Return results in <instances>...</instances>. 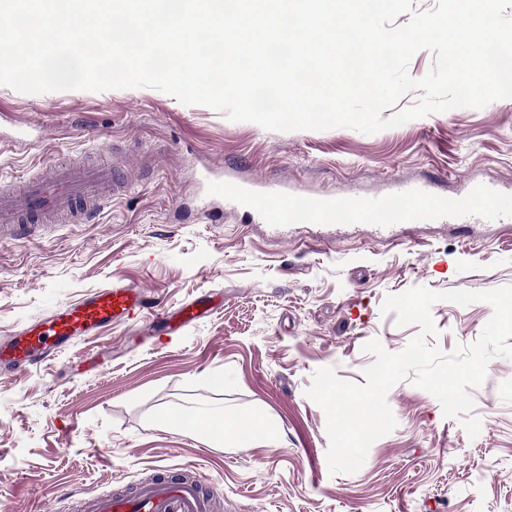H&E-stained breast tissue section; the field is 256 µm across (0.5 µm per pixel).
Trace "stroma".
I'll use <instances>...</instances> for the list:
<instances>
[{
	"mask_svg": "<svg viewBox=\"0 0 512 512\" xmlns=\"http://www.w3.org/2000/svg\"><path fill=\"white\" fill-rule=\"evenodd\" d=\"M30 126L39 147L22 144ZM118 153L131 189L88 224L0 240V336L109 282L174 309L214 312L173 337L132 322L72 340L55 360L0 374V501L10 512H74L90 494H128L193 470L219 512H512V359L490 361L475 407L445 417L403 380L387 395L395 429L356 473H331L323 409L306 390L333 368L365 384L379 340L403 350L417 334L382 314L416 286L480 292L512 284V223L403 224L393 237L367 224L297 225L274 232L225 200L201 171L228 183L282 180L310 197L365 196L400 181L437 192L512 181V102L431 113L374 134L349 128L269 131L185 105L152 88L40 95L0 86V181L44 164ZM446 352L481 335L491 306L431 308ZM262 415L276 438L227 447L203 433L159 427L167 414Z\"/></svg>",
	"mask_w": 512,
	"mask_h": 512,
	"instance_id": "1",
	"label": "stroma"
}]
</instances>
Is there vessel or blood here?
I'll return each instance as SVG.
<instances>
[{"label":"vessel or blood","mask_w":512,"mask_h":512,"mask_svg":"<svg viewBox=\"0 0 512 512\" xmlns=\"http://www.w3.org/2000/svg\"><path fill=\"white\" fill-rule=\"evenodd\" d=\"M203 181L211 194L232 199L262 223L274 226L371 224L376 234L386 236L398 224L512 222V185L475 183L466 192L447 195L423 183L401 182L382 194L309 198L283 183L228 186L211 170ZM126 186L123 170L104 158L90 164L78 159L51 162L32 178L0 184V232L32 235L55 221L85 223ZM148 305L145 294L130 285L113 283L96 289L24 334L0 336V369L22 372L54 359L72 337L137 320ZM206 311L203 303L188 304L160 311L154 321L173 334ZM79 512H213V506L198 481L157 478L129 496H93Z\"/></svg>","instance_id":"obj_1"}]
</instances>
